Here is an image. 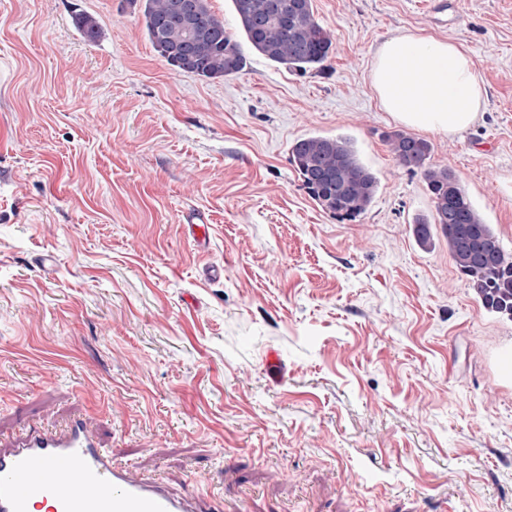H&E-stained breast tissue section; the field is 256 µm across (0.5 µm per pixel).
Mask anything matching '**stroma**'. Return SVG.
<instances>
[{"label": "stroma", "instance_id": "1", "mask_svg": "<svg viewBox=\"0 0 512 512\" xmlns=\"http://www.w3.org/2000/svg\"><path fill=\"white\" fill-rule=\"evenodd\" d=\"M454 3L312 0L324 69L249 50L203 81L133 0H0V441L78 415L131 477L224 512H512V321L416 243L432 202L370 77L398 35L468 49L475 123L423 136L512 253V0ZM336 134L380 180L353 223L290 151Z\"/></svg>", "mask_w": 512, "mask_h": 512}]
</instances>
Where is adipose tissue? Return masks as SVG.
Instances as JSON below:
<instances>
[{"mask_svg":"<svg viewBox=\"0 0 512 512\" xmlns=\"http://www.w3.org/2000/svg\"><path fill=\"white\" fill-rule=\"evenodd\" d=\"M372 87L385 111L405 125L455 134L476 120L485 88L460 43L399 35L372 62Z\"/></svg>","mask_w":512,"mask_h":512,"instance_id":"1","label":"adipose tissue"}]
</instances>
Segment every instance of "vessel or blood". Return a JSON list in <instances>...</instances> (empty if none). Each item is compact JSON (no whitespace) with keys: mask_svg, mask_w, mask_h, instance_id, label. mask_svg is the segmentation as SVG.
Returning <instances> with one entry per match:
<instances>
[{"mask_svg":"<svg viewBox=\"0 0 512 512\" xmlns=\"http://www.w3.org/2000/svg\"><path fill=\"white\" fill-rule=\"evenodd\" d=\"M73 482H65V475ZM47 512H223V503L173 494L159 481L132 478L112 460L111 449L82 420L64 434L30 432L0 452V512H31L34 499Z\"/></svg>","mask_w":512,"mask_h":512,"instance_id":"b4317fda","label":"vessel or blood"}]
</instances>
